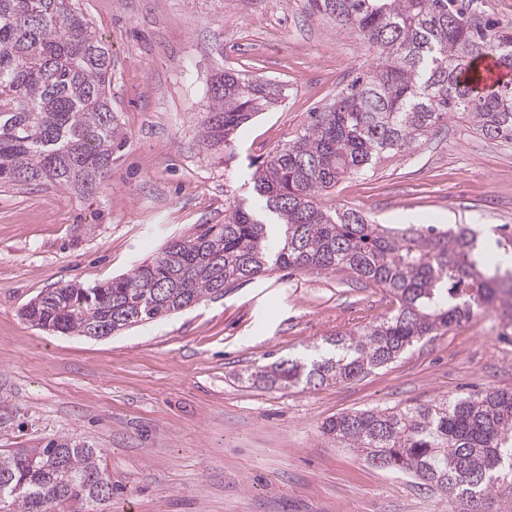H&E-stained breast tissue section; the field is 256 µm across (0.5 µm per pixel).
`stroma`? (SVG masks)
I'll return each instance as SVG.
<instances>
[{
  "mask_svg": "<svg viewBox=\"0 0 512 512\" xmlns=\"http://www.w3.org/2000/svg\"><path fill=\"white\" fill-rule=\"evenodd\" d=\"M112 53L122 143L90 200L0 184V451L70 438L101 451L104 512H448L439 491L366 463L323 431L333 416L512 390V327L477 311L386 367L323 387L270 389L262 366L314 357L328 336L396 309L348 274L275 270L223 297L106 339L57 335L22 309L71 282L104 283L172 239L253 201V172L372 62L308 0H81ZM278 83L277 103L204 150L216 70ZM382 224L512 225V143L449 116L411 148L322 198Z\"/></svg>",
  "mask_w": 512,
  "mask_h": 512,
  "instance_id": "1",
  "label": "stroma"
}]
</instances>
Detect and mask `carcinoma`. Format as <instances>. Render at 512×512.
<instances>
[{
  "instance_id": "carcinoma-1",
  "label": "carcinoma",
  "mask_w": 512,
  "mask_h": 512,
  "mask_svg": "<svg viewBox=\"0 0 512 512\" xmlns=\"http://www.w3.org/2000/svg\"><path fill=\"white\" fill-rule=\"evenodd\" d=\"M309 2L367 45L375 63L258 165L252 206L227 194L224 223L199 225L109 282L48 288L22 309L24 319L64 335L114 334L283 268L345 272L395 299L392 316L326 338L318 357L257 371L272 389L355 379L480 309L512 324V269L490 259L469 225L373 224L321 205L339 180L419 142L450 112L467 113L490 139L512 141V84L484 89L472 77L490 42L499 45L496 63L512 72V33L478 23L456 0ZM111 86L112 54L79 0H0V183L95 196L121 143ZM280 94L274 83L214 74L204 148L222 145L230 161L237 129ZM323 430L370 464L435 486L450 512L459 504L482 512L495 486L512 481V390L342 413ZM111 499L94 448L56 438L0 454V512H101Z\"/></svg>"
}]
</instances>
